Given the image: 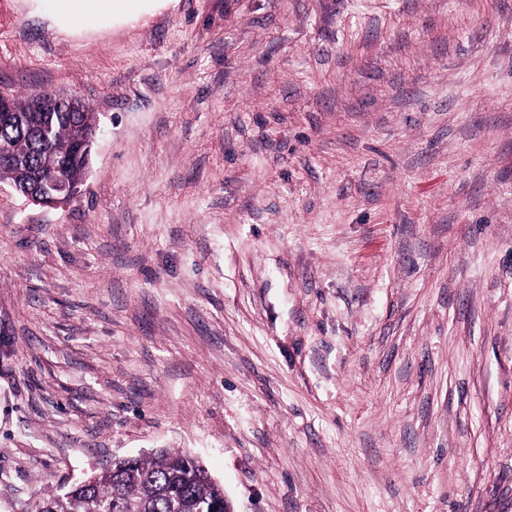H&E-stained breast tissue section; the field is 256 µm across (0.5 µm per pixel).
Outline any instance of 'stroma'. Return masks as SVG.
I'll return each instance as SVG.
<instances>
[{"label": "stroma", "mask_w": 512, "mask_h": 512, "mask_svg": "<svg viewBox=\"0 0 512 512\" xmlns=\"http://www.w3.org/2000/svg\"><path fill=\"white\" fill-rule=\"evenodd\" d=\"M83 99L67 206L0 184V512L183 450L235 512H512V0H0V94ZM56 22L66 28L84 30L93 28L100 14L109 12L114 17L135 12L141 0H48Z\"/></svg>", "instance_id": "stroma-1"}]
</instances>
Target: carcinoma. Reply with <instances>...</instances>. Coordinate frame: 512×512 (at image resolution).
Here are the masks:
<instances>
[{
  "label": "carcinoma",
  "instance_id": "cac0c4a2",
  "mask_svg": "<svg viewBox=\"0 0 512 512\" xmlns=\"http://www.w3.org/2000/svg\"><path fill=\"white\" fill-rule=\"evenodd\" d=\"M36 94L8 96L9 111L0 112V181L19 194L32 191L50 171L47 161L64 152L55 172L80 192L97 127L96 113L34 112ZM200 462L188 453L160 449L146 457L109 463L107 474L89 484L48 492L38 499L41 512H224V489L202 480Z\"/></svg>",
  "mask_w": 512,
  "mask_h": 512
}]
</instances>
